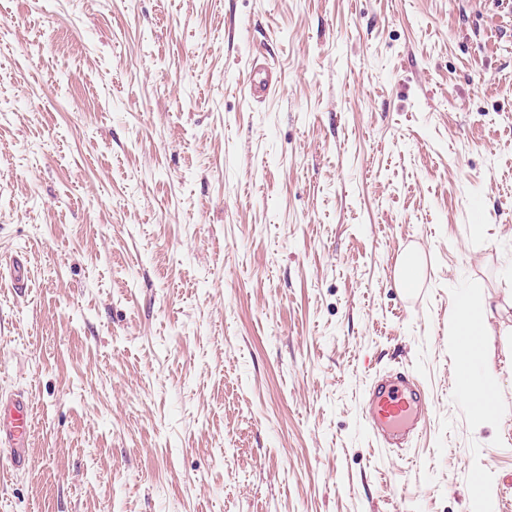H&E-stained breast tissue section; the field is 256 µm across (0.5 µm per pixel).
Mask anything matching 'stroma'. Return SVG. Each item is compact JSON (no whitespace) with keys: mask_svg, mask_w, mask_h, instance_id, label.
<instances>
[{"mask_svg":"<svg viewBox=\"0 0 512 512\" xmlns=\"http://www.w3.org/2000/svg\"><path fill=\"white\" fill-rule=\"evenodd\" d=\"M18 254L0 395L36 424L0 512H469L474 473L512 512V0H0ZM475 278L479 429L445 336ZM397 370L431 409L386 450ZM421 252L419 249L401 256L397 265V278L402 288H409L417 281L421 270ZM365 406L373 434L381 448H393L429 412V400L406 373L379 376L369 386Z\"/></svg>","mask_w":512,"mask_h":512,"instance_id":"stroma-1","label":"stroma"}]
</instances>
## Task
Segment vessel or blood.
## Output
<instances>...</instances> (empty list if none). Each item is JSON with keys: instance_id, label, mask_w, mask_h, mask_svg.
Listing matches in <instances>:
<instances>
[{"instance_id": "b4317fda", "label": "vessel or blood", "mask_w": 512, "mask_h": 512, "mask_svg": "<svg viewBox=\"0 0 512 512\" xmlns=\"http://www.w3.org/2000/svg\"><path fill=\"white\" fill-rule=\"evenodd\" d=\"M365 406L379 446L390 448L425 419L430 403L414 378L400 373L377 377L366 392ZM34 415L31 396L0 397V449L10 453L18 469L28 461Z\"/></svg>"}]
</instances>
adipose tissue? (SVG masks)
I'll return each mask as SVG.
<instances>
[{
  "instance_id": "obj_1",
  "label": "adipose tissue",
  "mask_w": 512,
  "mask_h": 512,
  "mask_svg": "<svg viewBox=\"0 0 512 512\" xmlns=\"http://www.w3.org/2000/svg\"><path fill=\"white\" fill-rule=\"evenodd\" d=\"M453 306L448 319V348L457 363L469 369L461 378L466 387L463 402L470 409L473 425L481 427L499 417L498 376L483 358V325L489 313L484 283L472 281Z\"/></svg>"
}]
</instances>
